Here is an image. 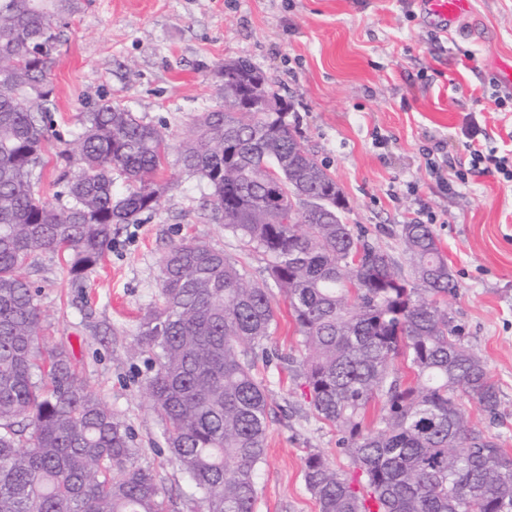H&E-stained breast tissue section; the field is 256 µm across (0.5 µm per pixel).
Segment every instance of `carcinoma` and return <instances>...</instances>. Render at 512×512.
<instances>
[{
    "label": "carcinoma",
    "mask_w": 512,
    "mask_h": 512,
    "mask_svg": "<svg viewBox=\"0 0 512 512\" xmlns=\"http://www.w3.org/2000/svg\"><path fill=\"white\" fill-rule=\"evenodd\" d=\"M85 0H0V512H169L154 472L135 463L132 435L63 347L42 349L43 316L25 276L44 254L84 277L122 224L156 209L169 148L164 133L104 102L58 157L60 206L42 170L60 140L50 78L60 27ZM244 108L198 116L180 143L185 170L212 189L211 217L263 253L306 351L296 374L310 410L332 426L354 465L346 476L318 452L303 459L318 512H512V454L471 423L462 399L491 420L496 382L461 340L444 297L456 281L427 224H402L408 280L365 231L343 221L345 198L305 146L291 105L264 112L248 60L219 73ZM275 193L264 189L267 182ZM316 198L305 208L294 190ZM278 304L245 263L184 239L162 260L160 292L137 333L169 459L202 494L203 512H255L269 391L256 352ZM380 412L366 422L371 403Z\"/></svg>",
    "instance_id": "cac0c4a2"
}]
</instances>
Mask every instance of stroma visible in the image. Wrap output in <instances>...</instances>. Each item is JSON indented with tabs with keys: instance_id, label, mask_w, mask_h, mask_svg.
<instances>
[{
	"instance_id": "stroma-1",
	"label": "stroma",
	"mask_w": 512,
	"mask_h": 512,
	"mask_svg": "<svg viewBox=\"0 0 512 512\" xmlns=\"http://www.w3.org/2000/svg\"><path fill=\"white\" fill-rule=\"evenodd\" d=\"M474 17L452 35L424 22L416 0H88L61 32L51 72L56 129L73 148L82 114L117 102L165 132L171 143L158 209L122 225L98 267L72 279L46 254L28 269L47 315V345L69 348L101 399L130 428L136 461L170 497V512H201V495L161 455V421L145 386L152 371L137 354L139 325L160 291L161 260L186 236L246 263L267 280V260L211 220V189L185 171L178 140L200 113L224 105L218 71L249 59L290 100L306 146L336 177L346 223L401 268L409 263L399 225L430 224L459 288L448 312L500 390L499 416L474 402L471 422L512 452V184L490 177L444 190L427 156L465 162L467 117L489 145L512 131V112L486 92L494 59H512V0H474ZM419 192L410 195L408 184ZM263 376L270 409L266 454L257 470L255 512H318L305 487L303 458L321 451L337 471L353 469L336 431L310 411L292 374Z\"/></svg>"
}]
</instances>
